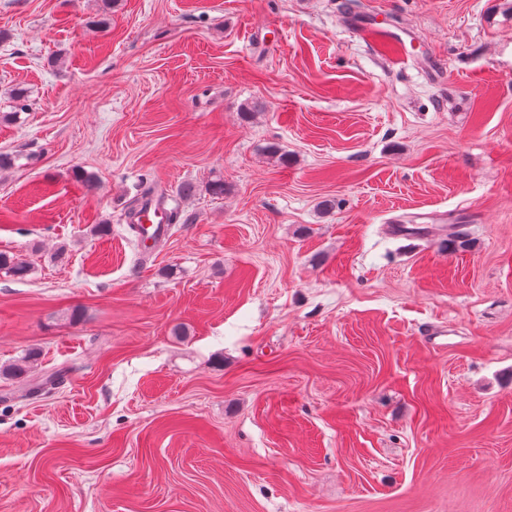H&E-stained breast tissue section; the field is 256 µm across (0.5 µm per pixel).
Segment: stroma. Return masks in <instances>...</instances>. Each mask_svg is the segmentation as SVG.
Listing matches in <instances>:
<instances>
[{
    "instance_id": "1",
    "label": "stroma",
    "mask_w": 512,
    "mask_h": 512,
    "mask_svg": "<svg viewBox=\"0 0 512 512\" xmlns=\"http://www.w3.org/2000/svg\"><path fill=\"white\" fill-rule=\"evenodd\" d=\"M0 152V512H512V0H0Z\"/></svg>"
}]
</instances>
